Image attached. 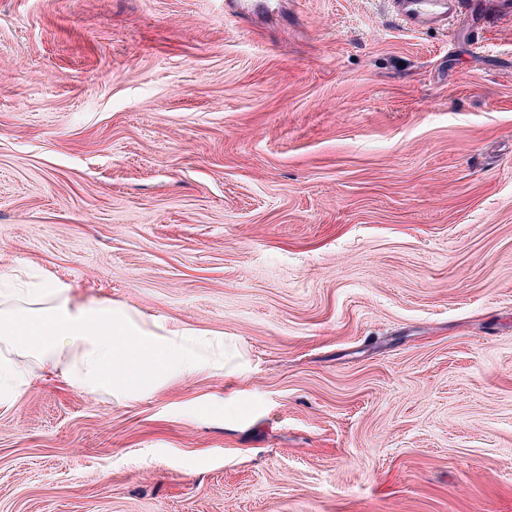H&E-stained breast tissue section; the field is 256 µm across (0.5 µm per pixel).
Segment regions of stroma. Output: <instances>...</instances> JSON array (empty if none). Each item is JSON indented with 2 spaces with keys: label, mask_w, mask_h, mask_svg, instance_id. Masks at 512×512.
<instances>
[{
  "label": "stroma",
  "mask_w": 512,
  "mask_h": 512,
  "mask_svg": "<svg viewBox=\"0 0 512 512\" xmlns=\"http://www.w3.org/2000/svg\"><path fill=\"white\" fill-rule=\"evenodd\" d=\"M0 260L234 356L0 405V512H512V16L0 0Z\"/></svg>",
  "instance_id": "35a3bbf8"
}]
</instances>
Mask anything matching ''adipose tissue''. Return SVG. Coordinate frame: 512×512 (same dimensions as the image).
<instances>
[{
	"mask_svg": "<svg viewBox=\"0 0 512 512\" xmlns=\"http://www.w3.org/2000/svg\"><path fill=\"white\" fill-rule=\"evenodd\" d=\"M0 336L38 356L34 370L0 360V379L26 387L50 374L80 392L131 399L211 364L207 343L189 329L147 322L106 300L77 299L51 278L39 288L15 286L1 265Z\"/></svg>",
	"mask_w": 512,
	"mask_h": 512,
	"instance_id": "obj_1",
	"label": "adipose tissue"
}]
</instances>
